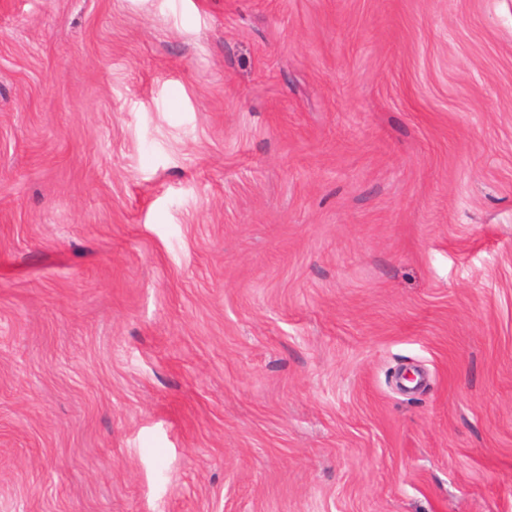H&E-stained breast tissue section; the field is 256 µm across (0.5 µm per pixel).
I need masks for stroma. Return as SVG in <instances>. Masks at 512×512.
Here are the masks:
<instances>
[{"mask_svg":"<svg viewBox=\"0 0 512 512\" xmlns=\"http://www.w3.org/2000/svg\"><path fill=\"white\" fill-rule=\"evenodd\" d=\"M0 512H512V0H0Z\"/></svg>","mask_w":512,"mask_h":512,"instance_id":"35a3bbf8","label":"stroma"}]
</instances>
